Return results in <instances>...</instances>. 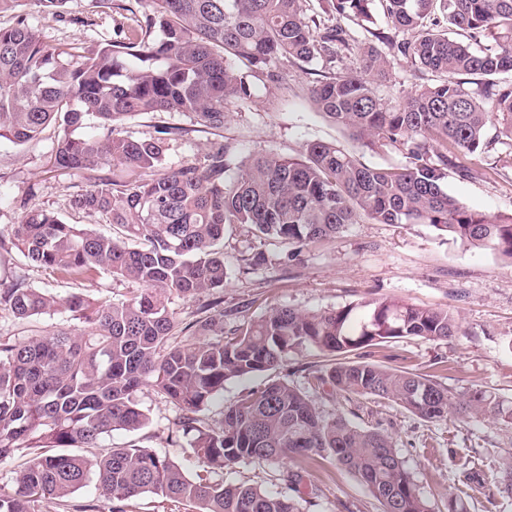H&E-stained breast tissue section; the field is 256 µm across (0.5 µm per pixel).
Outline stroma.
<instances>
[{"instance_id":"obj_1","label":"stroma","mask_w":512,"mask_h":512,"mask_svg":"<svg viewBox=\"0 0 512 512\" xmlns=\"http://www.w3.org/2000/svg\"><path fill=\"white\" fill-rule=\"evenodd\" d=\"M136 0H112V19L99 26L78 25L90 9V0H70L66 18L37 11L29 23L41 40L50 44L82 40L103 43L115 39L117 23ZM283 79L276 87L256 85L251 99L229 100L221 134L233 161L274 151L299 156L307 143L336 144L360 152L370 166L400 167L407 159L395 147L360 150L343 128L319 114L306 88L328 71L324 60L291 65L276 62ZM427 78L409 60L396 58L380 95L396 101ZM176 125L186 134L167 153L169 168L202 158L213 135L195 131L187 113L148 112L127 120L124 129L135 137L153 135L157 128ZM58 130L48 128L37 140L17 145L0 138V285L25 279L33 288L66 297L71 286L49 278L31 265L13 238L21 214L33 207L58 212L71 224H90L102 233L121 237L119 227L105 216L73 211L72 196L99 179L120 178L119 170L53 171L51 155ZM472 174L449 176L447 189L469 209L487 215L512 214V147L493 143L488 152L469 160ZM287 244L262 236L247 224L224 228V325L231 328L256 319L267 309L286 305L302 311L353 307L363 320L371 302L391 299L420 307L443 308L458 319L460 333L448 342L418 337L392 340L367 350V361L392 370H420L436 375L455 395L473 389L512 401V260L488 248H475L429 224L349 225L336 238L304 248L289 257ZM259 253L265 262L248 266L244 256ZM326 412L346 417L355 425L392 437L409 468L418 492L432 512H445L449 497H456L466 512H512V494L498 489L501 473L512 468V425L491 416L448 417L425 421L384 399L347 395L324 388L313 394ZM138 400L149 417L140 437L144 445L165 452L188 474L197 463L185 443L168 442L177 412L153 387L144 386ZM280 465L242 462L216 474L226 484H253L279 490ZM309 482L321 488L309 512H379V504L353 475L324 464L313 468Z\"/></svg>"}]
</instances>
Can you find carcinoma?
I'll return each mask as SVG.
<instances>
[{"mask_svg":"<svg viewBox=\"0 0 512 512\" xmlns=\"http://www.w3.org/2000/svg\"><path fill=\"white\" fill-rule=\"evenodd\" d=\"M69 0H0V137L22 145L48 125L82 127L100 120L104 135L65 136L53 164L59 171L119 167L121 180H100L72 197L70 207L101 214L124 229V241L89 225L65 223L57 212L32 208L19 220L16 240L25 257L57 280L81 284L103 274L142 285L120 303L73 292L59 299L15 283L0 289V305L18 319L61 310L81 328L52 327L25 338L0 336V464L20 461L12 484H0V512H38L94 483L109 512H135L157 495L195 505L197 512H301L321 489L305 484L327 461L362 482L380 512H431L392 438L326 413L308 389L268 377L290 354L316 349L326 364L315 371L321 387L391 400L424 420L491 415L512 425V405L482 391L457 397L435 375L393 371L354 360L352 353L393 339L448 341L455 316L396 300L370 303L352 324L353 308L304 312L281 306L246 324L224 329V240L227 224H249L266 237L298 248L333 239L362 219L381 224H430L474 247L512 259V215L488 216L448 193L454 173L470 175L463 157H478L496 139L512 143V0H380L391 32L350 43L341 24L321 26L306 0H143L128 9L119 38L105 44H47L29 25L36 7L59 17ZM373 0H332L336 17L368 16ZM478 45L427 26L434 8ZM412 31L410 39L395 34ZM396 56L438 75L394 102L380 98ZM355 64L308 87L315 108L350 132L360 146H400L402 167H375L334 144L313 142L300 158L268 152L225 178L230 150L209 142L203 158L159 172L171 142L187 130L164 126L149 138L124 134L141 112L189 113L201 129L224 128L225 105L252 97L257 82L282 76L270 63L330 64L342 53ZM481 77L474 83L471 76ZM211 296L197 309L188 333L175 334L171 296ZM266 382L204 417L233 380ZM148 384L176 409L171 437L184 439L199 464L195 477L166 454L131 443L88 458L114 430L138 432L149 421L137 393ZM293 468L281 481L298 497L246 485H224L211 475L243 461Z\"/></svg>","mask_w":512,"mask_h":512,"instance_id":"carcinoma-1","label":"carcinoma"}]
</instances>
